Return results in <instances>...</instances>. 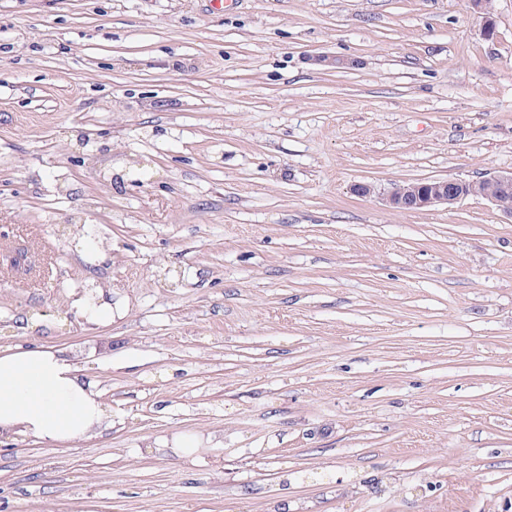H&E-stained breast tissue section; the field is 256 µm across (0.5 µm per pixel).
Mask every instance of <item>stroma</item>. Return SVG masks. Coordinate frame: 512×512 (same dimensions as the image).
Returning a JSON list of instances; mask_svg holds the SVG:
<instances>
[{
  "label": "stroma",
  "instance_id": "35a3bbf8",
  "mask_svg": "<svg viewBox=\"0 0 512 512\" xmlns=\"http://www.w3.org/2000/svg\"><path fill=\"white\" fill-rule=\"evenodd\" d=\"M492 13L0 0V348L67 349L110 414L7 440L0 512H512V217L385 203L512 172ZM470 195L469 182L448 179L397 185L391 190L386 202L394 209L409 212L439 204L452 205Z\"/></svg>",
  "mask_w": 512,
  "mask_h": 512
}]
</instances>
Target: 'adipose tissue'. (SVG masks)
Segmentation results:
<instances>
[{"mask_svg":"<svg viewBox=\"0 0 512 512\" xmlns=\"http://www.w3.org/2000/svg\"><path fill=\"white\" fill-rule=\"evenodd\" d=\"M108 425L98 380L62 351L19 347L0 353V437L59 443Z\"/></svg>","mask_w":512,"mask_h":512,"instance_id":"adipose-tissue-1","label":"adipose tissue"}]
</instances>
